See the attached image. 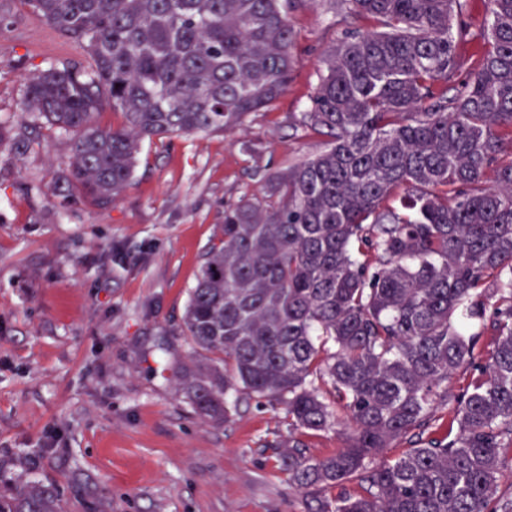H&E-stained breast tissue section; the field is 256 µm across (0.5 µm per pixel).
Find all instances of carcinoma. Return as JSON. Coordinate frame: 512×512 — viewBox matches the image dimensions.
I'll return each instance as SVG.
<instances>
[{
	"instance_id": "obj_1",
	"label": "carcinoma",
	"mask_w": 512,
	"mask_h": 512,
	"mask_svg": "<svg viewBox=\"0 0 512 512\" xmlns=\"http://www.w3.org/2000/svg\"><path fill=\"white\" fill-rule=\"evenodd\" d=\"M348 2L382 30L326 53L304 124L328 147L224 209L180 327L201 355L185 395L215 421L239 388L284 405L309 512H512V0H486L478 35L467 0ZM19 3L85 57L33 74L21 106L70 136L65 199L106 209L142 141L232 131L288 88L290 0ZM479 38L460 85L459 43ZM108 109L119 124L98 123ZM31 142L0 122V149ZM462 368L473 380L448 388ZM331 430L342 448L308 452ZM0 512H61L57 487H6Z\"/></svg>"
}]
</instances>
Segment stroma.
I'll return each mask as SVG.
<instances>
[{"instance_id":"obj_1","label":"stroma","mask_w":512,"mask_h":512,"mask_svg":"<svg viewBox=\"0 0 512 512\" xmlns=\"http://www.w3.org/2000/svg\"><path fill=\"white\" fill-rule=\"evenodd\" d=\"M289 16L286 92L235 133L145 142L109 209L54 193L70 160L55 129L0 151V486L53 483L62 512H306L276 447L284 406L241 390L213 421L179 373L199 358L179 327L225 207L326 149L303 123L323 58L373 27L328 0H294ZM62 59L84 56L0 0V120H20L27 78Z\"/></svg>"}]
</instances>
